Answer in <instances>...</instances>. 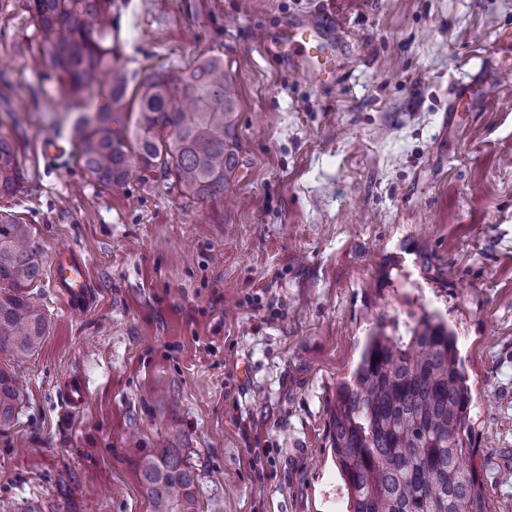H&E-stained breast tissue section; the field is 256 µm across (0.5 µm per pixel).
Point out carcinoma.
I'll list each match as a JSON object with an SVG mask.
<instances>
[{
	"mask_svg": "<svg viewBox=\"0 0 512 512\" xmlns=\"http://www.w3.org/2000/svg\"><path fill=\"white\" fill-rule=\"evenodd\" d=\"M41 45L74 93L79 157L103 186H120L132 161L172 179L186 202L224 194L239 163V96L221 56L142 80L133 128L122 129L128 77L112 56V0H29ZM106 102L94 111L84 98ZM13 140L0 133V197L23 185ZM43 256L31 225L0 219V354L35 353L48 321L34 300ZM353 383L341 385L329 422L330 447L348 512H489L471 418L472 389L458 336L424 316L408 336L382 325L366 337ZM25 397L0 366V431ZM152 512H198L196 475L176 448H159L140 466Z\"/></svg>",
	"mask_w": 512,
	"mask_h": 512,
	"instance_id": "carcinoma-1",
	"label": "carcinoma"
}]
</instances>
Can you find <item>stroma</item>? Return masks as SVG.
Returning a JSON list of instances; mask_svg holds the SVG:
<instances>
[{
  "label": "stroma",
  "mask_w": 512,
  "mask_h": 512,
  "mask_svg": "<svg viewBox=\"0 0 512 512\" xmlns=\"http://www.w3.org/2000/svg\"><path fill=\"white\" fill-rule=\"evenodd\" d=\"M311 16L345 41L336 84L266 44ZM112 17L137 77L223 57L239 166L192 205L137 164L100 185L26 0L0 8V132L25 174L0 212L36 231L49 320L15 365L0 512H150L139 465L162 446L194 470L199 512H347L336 391L377 322L403 336L433 313L459 337L490 512H512V76L448 110L476 58L497 64L512 0H114ZM67 248L87 261L82 310L53 282Z\"/></svg>",
  "instance_id": "stroma-1"
}]
</instances>
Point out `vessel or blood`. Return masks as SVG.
<instances>
[{
    "label": "vessel or blood",
    "mask_w": 512,
    "mask_h": 512,
    "mask_svg": "<svg viewBox=\"0 0 512 512\" xmlns=\"http://www.w3.org/2000/svg\"><path fill=\"white\" fill-rule=\"evenodd\" d=\"M278 40L288 47V55L298 71L317 83H331L341 77L338 64L339 32L333 20H293L280 31ZM54 283L66 300L83 306L89 303L86 262L76 251L53 259Z\"/></svg>",
    "instance_id": "vessel-or-blood-1"
}]
</instances>
